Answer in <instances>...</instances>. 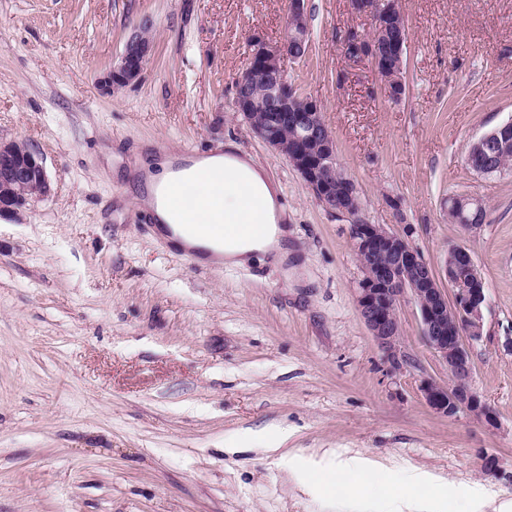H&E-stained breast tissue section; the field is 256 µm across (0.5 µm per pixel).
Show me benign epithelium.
Returning a JSON list of instances; mask_svg holds the SVG:
<instances>
[{
	"label": "benign epithelium",
	"instance_id": "obj_1",
	"mask_svg": "<svg viewBox=\"0 0 512 512\" xmlns=\"http://www.w3.org/2000/svg\"><path fill=\"white\" fill-rule=\"evenodd\" d=\"M353 9L367 13L374 20V32L363 36L348 32L343 51L355 60H367L375 73L398 98L405 91L402 61L408 41L404 37L382 41L381 34L393 27L402 28L389 6L391 0H351ZM152 24L142 20L128 38L118 61L99 78V87L110 94L137 81L154 52ZM308 38L307 4L305 0H288L285 33L273 42L257 31L248 36L247 62L232 81V107L249 124L255 136L271 151L285 156L305 185L322 206L338 214L353 215V187L341 192L336 185V141L323 119L318 101L306 97L280 95L288 84L284 59L298 58V46ZM266 87L276 98L273 111L256 121L253 111L263 110V101L254 96L257 86ZM48 175L40 153L24 141L0 140V218L15 214L31 202L47 196ZM353 246L363 269L358 288L360 315L388 360L399 364L402 327L398 307L402 299L412 297L421 320L428 346L448 370L451 384L425 379L421 395L436 413L453 416L467 410L488 425L496 417L473 390V365L465 340H478L482 335L485 289L472 287L482 280L470 251L454 248L446 259L448 286L409 241L380 224L355 225Z\"/></svg>",
	"mask_w": 512,
	"mask_h": 512
}]
</instances>
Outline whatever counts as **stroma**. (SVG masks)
<instances>
[{
    "instance_id": "stroma-1",
    "label": "stroma",
    "mask_w": 512,
    "mask_h": 512,
    "mask_svg": "<svg viewBox=\"0 0 512 512\" xmlns=\"http://www.w3.org/2000/svg\"><path fill=\"white\" fill-rule=\"evenodd\" d=\"M311 45L285 62L317 100L355 183L357 216L325 210L232 109L247 37L284 35L288 0H0V139L43 154L48 198L0 219V512H386L403 476L437 512L512 502V171L471 144L512 120V0H400L406 94L393 100L340 38L369 34L350 0H307ZM155 52L134 84L99 77L142 19ZM235 145L288 210L291 254L242 267L176 256L135 200L141 161ZM479 198L474 235L448 220ZM383 224L435 268L468 248L485 285L472 387L496 426L437 414L448 380L411 298L400 366L357 305L350 226ZM366 460L363 499L323 456ZM496 453L498 474L480 470ZM505 141H508V147L501 149L498 143H481L476 146L473 144L470 150L468 165L476 172L487 175L497 176L506 170L512 163V128ZM485 217L486 209L482 202L463 195L448 197V219L450 223L461 224L465 233H476Z\"/></svg>"
}]
</instances>
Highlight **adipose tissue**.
Returning a JSON list of instances; mask_svg holds the SVG:
<instances>
[{
  "instance_id": "1",
  "label": "adipose tissue",
  "mask_w": 512,
  "mask_h": 512,
  "mask_svg": "<svg viewBox=\"0 0 512 512\" xmlns=\"http://www.w3.org/2000/svg\"><path fill=\"white\" fill-rule=\"evenodd\" d=\"M206 168L223 169L221 186L215 191L201 187L200 207L175 215L167 207L161 188ZM143 183L141 199L154 211L158 223L168 225L165 239L172 246L206 249L205 261L213 265L243 266L258 252L272 254L280 263L287 261L288 229L283 225L286 213L278 189L251 158L231 149L221 156L200 157L179 165L169 160L161 172H144ZM207 224H265L269 231L261 238L230 236L219 241L204 233Z\"/></svg>"
}]
</instances>
